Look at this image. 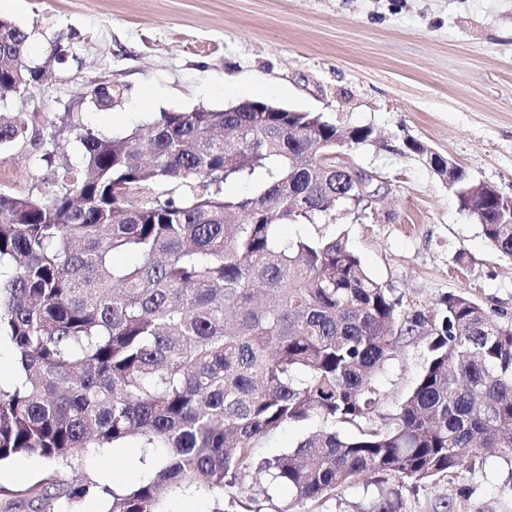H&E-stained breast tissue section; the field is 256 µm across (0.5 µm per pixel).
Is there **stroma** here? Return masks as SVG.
<instances>
[{
  "instance_id": "obj_1",
  "label": "stroma",
  "mask_w": 512,
  "mask_h": 512,
  "mask_svg": "<svg viewBox=\"0 0 512 512\" xmlns=\"http://www.w3.org/2000/svg\"><path fill=\"white\" fill-rule=\"evenodd\" d=\"M0 17L29 35L27 57L47 73L0 112L28 120V139L0 148L9 176L0 188L40 194L83 149L62 133L53 162L42 159L46 121L62 112L107 135H123L162 112L222 109L270 99L323 114L344 127H369L375 142L354 147V170L374 175L378 200L367 211H336L323 221L345 234L368 273L393 288L400 312L438 313L464 293L512 319V258L494 253L480 224L417 155V140L474 178L512 192V0H0ZM66 58L48 62L54 43ZM117 83L110 109L83 99L100 80ZM426 335L399 339L375 376L388 424L427 359ZM321 420L291 423L261 440L272 458L296 447ZM138 481L116 449L77 453L69 464L18 457L0 464V512H32L29 487L55 481ZM512 458L489 453L452 480L411 482L392 474L353 483L335 498L294 503L287 487L261 481L253 512H367L379 494L399 512H512Z\"/></svg>"
}]
</instances>
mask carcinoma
Wrapping results in <instances>:
<instances>
[{
  "instance_id": "carcinoma-1",
  "label": "carcinoma",
  "mask_w": 512,
  "mask_h": 512,
  "mask_svg": "<svg viewBox=\"0 0 512 512\" xmlns=\"http://www.w3.org/2000/svg\"><path fill=\"white\" fill-rule=\"evenodd\" d=\"M29 34L0 18V99L44 74ZM120 89L85 96L103 109ZM46 144L76 132L85 156L38 196L0 191V342L15 370L0 385V462L66 464L81 450L161 448L152 477L121 492L106 482L28 489L38 512H71L90 493L107 512H166L194 489L224 500L252 472L319 501L376 473L450 479L491 448L512 453V319L465 294L442 313L398 311L345 237L323 228L293 240L284 224L319 226L351 207L357 173L329 169L342 130L316 112L196 108L161 112L119 137L72 112L48 121ZM28 124L0 113V146ZM230 181L254 192L233 196ZM154 185L159 191L136 197ZM461 210L512 257V204L487 198L465 168ZM133 261L116 262L118 256ZM428 333V357L391 427L374 425V378L397 340ZM318 418L356 429L308 435L272 459L271 431Z\"/></svg>"
}]
</instances>
